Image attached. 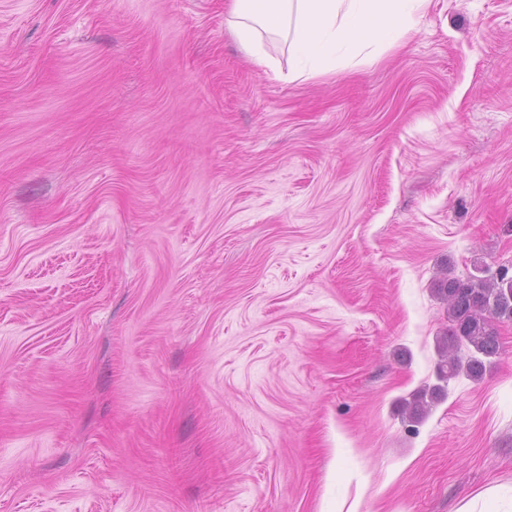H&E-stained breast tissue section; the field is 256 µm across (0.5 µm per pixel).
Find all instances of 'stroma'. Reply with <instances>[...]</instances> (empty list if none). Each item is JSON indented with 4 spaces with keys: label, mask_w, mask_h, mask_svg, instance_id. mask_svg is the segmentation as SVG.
Instances as JSON below:
<instances>
[{
    "label": "stroma",
    "mask_w": 512,
    "mask_h": 512,
    "mask_svg": "<svg viewBox=\"0 0 512 512\" xmlns=\"http://www.w3.org/2000/svg\"><path fill=\"white\" fill-rule=\"evenodd\" d=\"M226 0H0V512H457L512 484V0L284 80ZM419 420L406 407L435 385ZM504 281L505 275L448 277L438 288L448 305L449 322L437 366L440 380L447 382L462 372L478 379L488 359L500 355L496 324L512 322V300L503 299ZM462 348L467 350L466 357L461 355Z\"/></svg>",
    "instance_id": "stroma-1"
}]
</instances>
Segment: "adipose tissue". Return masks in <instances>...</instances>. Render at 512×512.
Instances as JSON below:
<instances>
[{
  "instance_id": "obj_1",
  "label": "adipose tissue",
  "mask_w": 512,
  "mask_h": 512,
  "mask_svg": "<svg viewBox=\"0 0 512 512\" xmlns=\"http://www.w3.org/2000/svg\"><path fill=\"white\" fill-rule=\"evenodd\" d=\"M431 0H228V25L257 67L274 69L266 42L288 52V76L353 68L414 32Z\"/></svg>"
}]
</instances>
